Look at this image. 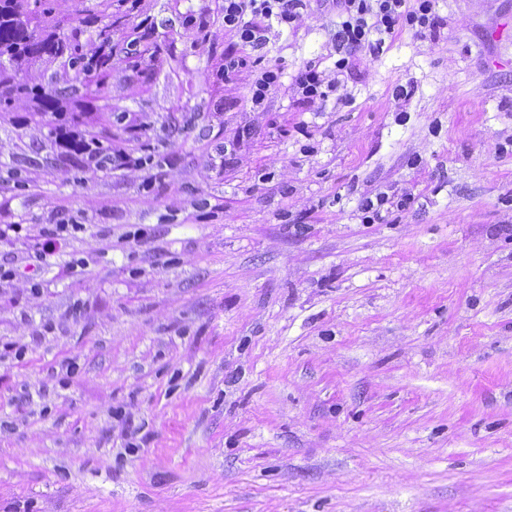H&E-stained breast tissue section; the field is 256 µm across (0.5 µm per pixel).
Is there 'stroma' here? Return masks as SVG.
Listing matches in <instances>:
<instances>
[{
	"mask_svg": "<svg viewBox=\"0 0 512 512\" xmlns=\"http://www.w3.org/2000/svg\"><path fill=\"white\" fill-rule=\"evenodd\" d=\"M434 12L318 108L291 83L337 74L336 18L304 16L257 112L224 0L113 7L162 57L84 110L159 171L0 112V512H512V0Z\"/></svg>",
	"mask_w": 512,
	"mask_h": 512,
	"instance_id": "35a3bbf8",
	"label": "stroma"
}]
</instances>
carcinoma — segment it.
I'll return each mask as SVG.
<instances>
[{
    "mask_svg": "<svg viewBox=\"0 0 512 512\" xmlns=\"http://www.w3.org/2000/svg\"><path fill=\"white\" fill-rule=\"evenodd\" d=\"M54 13V0H0V112L11 111L18 101L33 103L34 114L43 118L50 113L55 117L49 133L68 140L80 155L99 156L100 170L110 171L115 114L101 113L96 121L97 130L85 134L79 130L85 125L84 113L62 109V101H78L100 94L112 75L115 61L130 54L154 61L161 48L156 44L143 47L142 39L137 37L114 39L109 22L95 31L96 46L87 52L80 37L90 19H73L62 32ZM44 56L62 59L83 79L63 89L51 83L30 84L15 79L14 64Z\"/></svg>",
    "mask_w": 512,
    "mask_h": 512,
    "instance_id": "carcinoma-1",
    "label": "carcinoma"
}]
</instances>
